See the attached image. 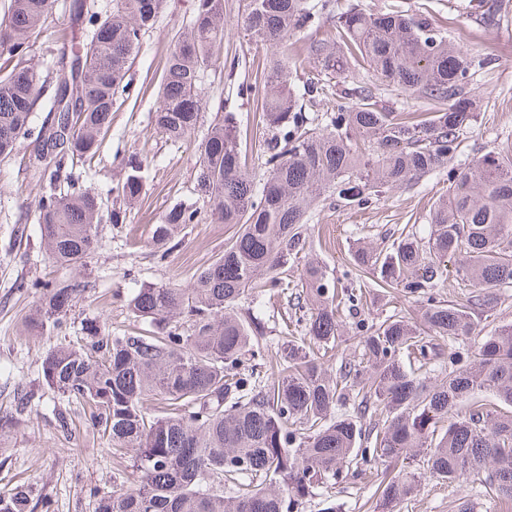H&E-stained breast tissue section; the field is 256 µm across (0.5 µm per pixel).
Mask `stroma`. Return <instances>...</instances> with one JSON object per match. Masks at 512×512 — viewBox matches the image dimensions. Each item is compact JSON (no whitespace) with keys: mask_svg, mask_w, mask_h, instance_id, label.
<instances>
[{"mask_svg":"<svg viewBox=\"0 0 512 512\" xmlns=\"http://www.w3.org/2000/svg\"><path fill=\"white\" fill-rule=\"evenodd\" d=\"M379 11L394 5L420 12L458 47L492 58L491 68L478 71L470 91L476 103L473 129L447 168L417 183L387 190L362 209L320 202L304 232L299 259L318 257L337 287L348 284L354 270L356 245L385 248L402 229L416 225L428 234L430 211L448 193V178L494 147L512 142V0H489L493 13L484 17L471 0H340ZM70 0H54L32 60L46 71L60 43L57 34H70ZM196 0H166L154 28L143 35L141 50L126 79L129 90L117 99L112 129L99 156L85 168L84 181L109 203L111 189L125 174L130 156L142 162L143 195L138 205L123 210L116 224L100 226L98 250L85 268L74 270L48 260L34 222L20 223L22 211L35 207L48 184L26 179L19 156L0 158V495L16 486L33 490L27 512H95L99 491L111 489L116 468L111 444L93 429L92 410L50 389L42 362L61 344L80 342L82 324L97 320L104 336H119L135 325L127 300L147 283L191 287L196 274L224 253L237 227L204 219L179 235L178 248L160 254L151 244L155 224L174 204L202 205L198 185L197 148L214 121L217 107L234 113L241 148L255 160L269 131L262 122L256 88L273 46L252 40L243 27L244 0H224V39L215 49V62L200 73L209 110L191 135L168 140L157 129L153 114L159 106V86L172 40L195 18ZM75 281L80 300L67 312L63 327L40 336L24 329V320L38 296L35 282ZM420 301L371 289L358 314L344 316L343 332L322 361L336 370L341 361L357 359L365 325L400 312L417 316ZM252 311L268 326L267 351L275 353L285 338L287 319L295 310L280 298H260ZM364 327H357V320ZM376 487L356 478L328 482L304 505V512H322L336 503L341 512H371ZM467 496L474 512H512V503L490 497L483 486L456 487L422 481L416 495L401 502L397 512H457L459 496Z\"/></svg>","mask_w":512,"mask_h":512,"instance_id":"1","label":"stroma"}]
</instances>
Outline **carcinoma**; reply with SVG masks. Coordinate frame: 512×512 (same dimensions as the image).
<instances>
[{"mask_svg":"<svg viewBox=\"0 0 512 512\" xmlns=\"http://www.w3.org/2000/svg\"><path fill=\"white\" fill-rule=\"evenodd\" d=\"M164 0H112L104 13L91 0H71L87 41L62 46L58 68L41 74L31 53L52 0H10L0 26V157L34 137V153L74 109L78 127L43 167L31 169L49 193L37 224L49 260L79 268L99 248V225L119 223L116 210L87 189L74 160L91 159L112 126L116 96L142 36ZM223 0H197L193 25L172 43L159 88L157 128L181 141L196 128L206 102L200 71L213 63L224 37ZM334 22L333 35L305 47L312 70L303 86L308 103L336 96L320 120L306 115L292 87L286 55L268 61L261 103L263 161L247 166L233 113L211 125L198 147L199 182L208 216L240 229L224 255L189 288L143 284L128 299L139 331L100 336L96 321L82 330L90 351L49 350L42 368L49 388L94 408L92 424L112 442L115 459L132 461L135 483L97 493L96 512H302L315 490L346 474L378 478L373 512H395L421 478L488 487L512 501V322L481 338L473 352L457 347L478 319L512 287V145L495 147L454 176L448 198L430 214V232L401 233L378 252L360 251L361 273L338 291L318 263L305 264L298 298L310 306L301 336L284 340L270 368L254 360L266 349L265 324L248 304L283 292L297 258L304 224L322 196L360 208L383 190L411 184L444 167L471 129L468 97L486 59L453 46L429 20L406 11L372 13L339 0H247V35L279 46L314 19ZM379 83L333 91L352 62ZM50 121L31 117L45 88ZM411 93L439 104L410 121L381 105V90ZM113 191L130 206L142 194L141 162L131 160ZM201 210L177 205L154 225L152 246L169 252L175 235ZM465 289L452 301L431 290L448 280ZM369 288H389L424 302L420 322L394 314L371 326L357 360L328 373L316 350L339 338L341 312L362 306ZM80 298L76 283L43 285L26 330L39 335L62 324ZM418 367H406L404 360ZM441 360L443 379L429 384L423 369ZM496 393L503 406L476 399ZM353 413L335 414L347 392ZM164 404L156 414L149 402ZM386 463L376 475L368 458ZM419 461V471L409 470ZM31 490L0 497V512H25Z\"/></svg>","mask_w":512,"mask_h":512,"instance_id":"1","label":"carcinoma"}]
</instances>
